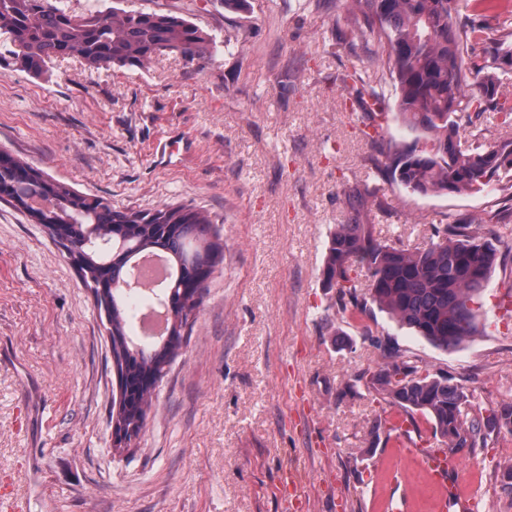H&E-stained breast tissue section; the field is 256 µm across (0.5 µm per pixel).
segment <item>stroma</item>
<instances>
[{"label": "stroma", "instance_id": "stroma-1", "mask_svg": "<svg viewBox=\"0 0 512 512\" xmlns=\"http://www.w3.org/2000/svg\"><path fill=\"white\" fill-rule=\"evenodd\" d=\"M189 17L209 59L162 53L142 70L73 58L25 71L0 43V151L118 210L189 204L224 237L186 345L130 447L112 442L106 321L63 247L0 202V480L25 512H440L426 455L444 447L426 420L381 433L397 412L359 381L391 341L463 383L475 409L512 400V301L495 271L479 332L443 351L373 310H339L323 287L340 224L423 247L435 226L512 229L497 186L420 196L390 183V146L413 140L395 112L360 107L336 0H123ZM453 480L476 512H512L499 466L512 434L461 450Z\"/></svg>", "mask_w": 512, "mask_h": 512}]
</instances>
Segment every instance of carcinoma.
<instances>
[{
    "instance_id": "carcinoma-1",
    "label": "carcinoma",
    "mask_w": 512,
    "mask_h": 512,
    "mask_svg": "<svg viewBox=\"0 0 512 512\" xmlns=\"http://www.w3.org/2000/svg\"><path fill=\"white\" fill-rule=\"evenodd\" d=\"M458 0H339L351 45L377 46L374 79L390 80L396 111L415 133L390 155V179L417 194L478 193L496 184L512 192V140L461 145V120L492 109L512 126V100L502 97L499 60L512 58V21L487 7L476 22L454 27ZM493 29L497 37L484 38ZM0 35L15 48L24 69L44 72L58 58H76L92 70L146 67L161 52L192 58L211 55L213 39L183 16L156 11L106 10L75 14L60 0H0ZM47 184L42 175L13 182L6 201L37 224L70 220L67 237L80 244L67 257L93 294L107 287V332L122 403L112 421L142 432L156 388L185 343V328L199 308L206 282L224 260V241L208 216L190 206L153 212L115 210L104 199L54 185L57 207L33 206ZM437 241L410 250L374 235L371 224H341L330 235L322 282L336 290L342 308L361 315L374 304L397 323L442 350L455 349L477 330L480 293L502 254L500 234L470 224H447ZM168 258L171 274L155 301L170 313L167 335L141 344L129 330L128 297L122 288L141 254ZM369 288L357 294L358 277ZM407 415L432 423L448 441L447 452L486 447L494 433L512 434V402L484 416L469 409L467 389L434 374L392 344L383 362L358 376Z\"/></svg>"
}]
</instances>
